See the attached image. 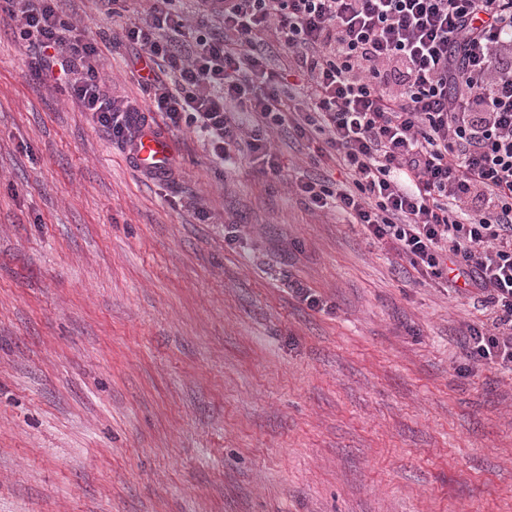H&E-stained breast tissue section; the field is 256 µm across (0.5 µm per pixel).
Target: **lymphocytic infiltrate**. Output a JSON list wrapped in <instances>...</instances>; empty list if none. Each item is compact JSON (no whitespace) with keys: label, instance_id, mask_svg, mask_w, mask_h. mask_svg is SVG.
<instances>
[{"label":"lymphocytic infiltrate","instance_id":"f902f5d3","mask_svg":"<svg viewBox=\"0 0 512 512\" xmlns=\"http://www.w3.org/2000/svg\"><path fill=\"white\" fill-rule=\"evenodd\" d=\"M60 2L0 10L33 47L35 74L112 139L130 145L158 112L168 128H193L217 171L244 147L275 176L271 131L322 141L321 173L294 184L307 208L336 209L419 274L481 295L494 318L460 336L465 369L512 375V0H195L191 21L152 0L121 36L144 112L112 96L96 45L69 39ZM269 35L299 84L273 63Z\"/></svg>","mask_w":512,"mask_h":512}]
</instances>
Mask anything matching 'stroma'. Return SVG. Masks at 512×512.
<instances>
[{
  "instance_id": "35a3bbf8",
  "label": "stroma",
  "mask_w": 512,
  "mask_h": 512,
  "mask_svg": "<svg viewBox=\"0 0 512 512\" xmlns=\"http://www.w3.org/2000/svg\"><path fill=\"white\" fill-rule=\"evenodd\" d=\"M148 7L64 2L142 109L111 37ZM31 54L1 16L0 512H512V377L457 345L489 310L311 212L315 142L220 176L156 113L179 173L152 180Z\"/></svg>"
}]
</instances>
